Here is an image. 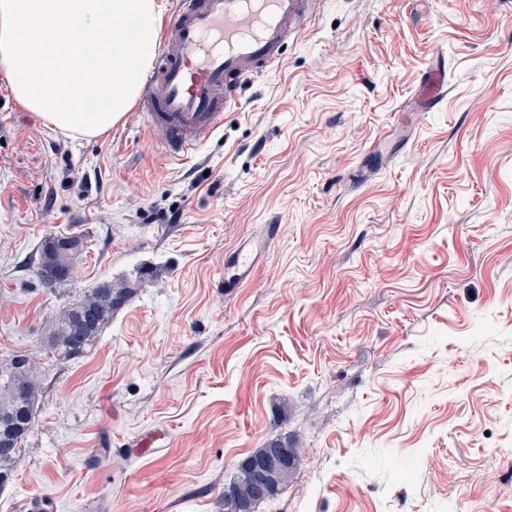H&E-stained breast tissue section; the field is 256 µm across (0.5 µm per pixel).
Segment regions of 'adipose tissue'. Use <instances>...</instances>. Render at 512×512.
<instances>
[{"mask_svg":"<svg viewBox=\"0 0 512 512\" xmlns=\"http://www.w3.org/2000/svg\"><path fill=\"white\" fill-rule=\"evenodd\" d=\"M163 11L162 0H0V71L48 126L101 137L141 92Z\"/></svg>","mask_w":512,"mask_h":512,"instance_id":"1","label":"adipose tissue"}]
</instances>
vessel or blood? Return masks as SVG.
<instances>
[{"label":"vessel or blood","mask_w":512,"mask_h":512,"mask_svg":"<svg viewBox=\"0 0 512 512\" xmlns=\"http://www.w3.org/2000/svg\"><path fill=\"white\" fill-rule=\"evenodd\" d=\"M315 0H177L164 25L158 60L146 80L138 115L158 132L168 161L187 162L224 125L255 76L274 70L283 47L310 22ZM446 74L430 70L411 100L433 108ZM265 248L247 240L224 265L225 288L249 282Z\"/></svg>","instance_id":"obj_1"}]
</instances>
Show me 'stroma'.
<instances>
[{
    "label": "stroma",
    "mask_w": 512,
    "mask_h": 512,
    "mask_svg": "<svg viewBox=\"0 0 512 512\" xmlns=\"http://www.w3.org/2000/svg\"><path fill=\"white\" fill-rule=\"evenodd\" d=\"M440 61L442 102L401 111ZM158 153L132 111L63 136L0 72V359L43 386L0 512H222L272 439L301 459L256 512H512V0H322L189 162ZM71 232L74 282L41 287ZM148 268L91 351L38 352L81 289ZM59 237V235H52L45 238L40 249L38 259L34 262L33 276L39 281V283L45 288H57L61 285L71 284L75 280V275L72 279L60 278L57 275H52L48 270L51 267L56 266L57 258L47 252L50 243ZM83 243L80 240L75 239L73 236L63 235L59 237L56 242V254L63 256L73 250L81 248ZM264 249L265 242L261 240H247L239 245L224 263V288H240L249 282Z\"/></svg>",
    "instance_id": "35a3bbf8"
}]
</instances>
